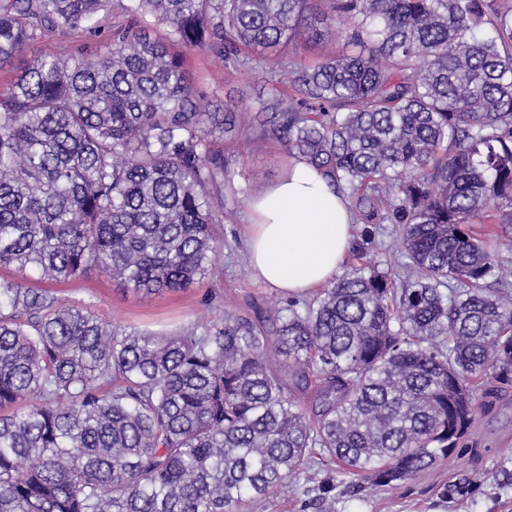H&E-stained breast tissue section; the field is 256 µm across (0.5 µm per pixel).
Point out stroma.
I'll return each instance as SVG.
<instances>
[{
    "instance_id": "35a3bbf8",
    "label": "stroma",
    "mask_w": 512,
    "mask_h": 512,
    "mask_svg": "<svg viewBox=\"0 0 512 512\" xmlns=\"http://www.w3.org/2000/svg\"><path fill=\"white\" fill-rule=\"evenodd\" d=\"M105 45V37L85 32L64 41L47 34L29 42L24 58L30 61L60 53H89L104 50ZM183 53L200 106L217 99L234 100L241 125H248L252 95L267 88L265 74L227 71L219 56L208 49L187 47ZM220 147L240 194L231 215L218 227L224 247L213 256L209 273L196 287L146 294L94 270L84 277L54 284L57 295L113 325L155 333H170L212 319L219 309L245 314L253 304L278 299L277 290L256 277L248 260L247 203L285 174L290 156L282 144L234 132L225 134ZM466 443L465 449L417 474L398 490L362 501L340 497L336 512H512V484L502 482L499 475L501 467L512 469V393L492 412L477 419ZM467 472L486 476L481 490L456 503L441 501L439 488Z\"/></svg>"
}]
</instances>
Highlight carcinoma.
I'll list each match as a JSON object with an SVG mask.
<instances>
[{
  "instance_id": "obj_1",
  "label": "carcinoma",
  "mask_w": 512,
  "mask_h": 512,
  "mask_svg": "<svg viewBox=\"0 0 512 512\" xmlns=\"http://www.w3.org/2000/svg\"><path fill=\"white\" fill-rule=\"evenodd\" d=\"M0 0V66L42 33L106 34L42 57L0 93V269L59 283L93 269L136 291L192 287L235 200L232 102L200 108L176 43L273 78L299 35L296 95L250 130L346 196L361 240L311 298L172 334L112 326L0 277V512H252L394 490L464 448L512 387V0ZM244 45L257 51L243 55ZM393 225L405 261L380 269ZM317 383L310 412L295 391ZM485 478L443 485L451 503ZM336 55V43L328 39L317 42L305 41L304 36L290 47V53L284 60V68L281 73L280 83L277 86L284 92H288L289 61L305 65H314ZM305 500L307 496L302 494V489L288 487V493L274 490L268 496L264 511L255 512H312V509L304 508Z\"/></svg>"
}]
</instances>
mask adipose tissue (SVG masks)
<instances>
[{"label":"adipose tissue","mask_w":512,"mask_h":512,"mask_svg":"<svg viewBox=\"0 0 512 512\" xmlns=\"http://www.w3.org/2000/svg\"><path fill=\"white\" fill-rule=\"evenodd\" d=\"M248 254L257 278L284 294L327 284L352 242V214L328 179L293 159L287 175L249 204Z\"/></svg>","instance_id":"adipose-tissue-1"}]
</instances>
